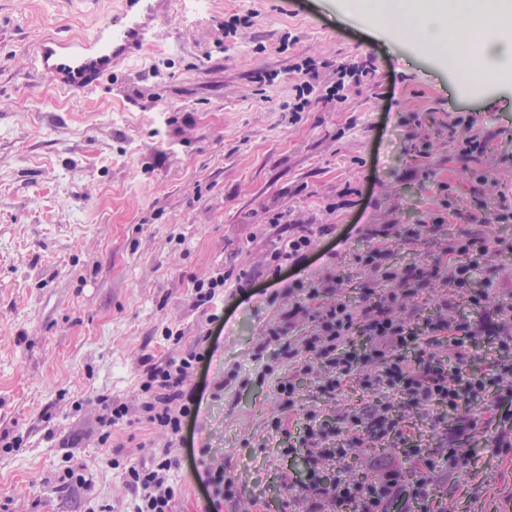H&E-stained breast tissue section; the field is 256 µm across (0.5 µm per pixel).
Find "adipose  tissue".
I'll list each match as a JSON object with an SVG mask.
<instances>
[{
	"label": "adipose tissue",
	"mask_w": 512,
	"mask_h": 512,
	"mask_svg": "<svg viewBox=\"0 0 512 512\" xmlns=\"http://www.w3.org/2000/svg\"><path fill=\"white\" fill-rule=\"evenodd\" d=\"M379 6L396 17L402 41L427 49L479 41L475 81L512 63V36L502 35L512 26V0H380Z\"/></svg>",
	"instance_id": "1"
}]
</instances>
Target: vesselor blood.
Listing matches in <instances>:
<instances>
[{"mask_svg":"<svg viewBox=\"0 0 512 512\" xmlns=\"http://www.w3.org/2000/svg\"><path fill=\"white\" fill-rule=\"evenodd\" d=\"M116 13L99 16L91 30L68 29L36 42L28 51L33 70L55 88L81 95L142 56L156 38L164 0H119Z\"/></svg>","mask_w":512,"mask_h":512,"instance_id":"vessel-or-blood-1","label":"vessel or blood"}]
</instances>
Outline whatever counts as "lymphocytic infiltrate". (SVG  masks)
I'll return each mask as SVG.
<instances>
[{
  "mask_svg": "<svg viewBox=\"0 0 512 512\" xmlns=\"http://www.w3.org/2000/svg\"><path fill=\"white\" fill-rule=\"evenodd\" d=\"M449 188V182H437L431 205L416 223L364 225L363 246L348 254V264L360 278L354 302L340 301L308 315L306 301L341 284L333 274L322 279L300 274L316 239L333 234L336 227L293 223L285 228L278 213L269 219L276 235L263 276H246L238 286L246 295L259 283L278 281L282 272L293 274L288 292L296 300L265 330L278 350L263 371L269 376L287 371L277 393L303 421L296 434L279 417L271 419L269 428L284 452L296 446L312 451L311 478L296 496L306 512H327L336 504L355 505L358 512H411L412 504L431 497L430 473L464 471L469 460L465 446L481 426L491 429L487 445L495 454L512 455V276L504 274L500 262L512 253V238L488 230L492 224H511L512 206L500 201L464 214L451 200ZM459 214L465 215L470 231L445 235L449 217ZM437 236L444 243L432 261H396L395 250L413 251ZM425 294L433 297L435 311L423 319L413 302ZM464 302L479 309L477 318L460 314ZM306 315L312 325L300 344H293L290 335ZM355 335L365 339L357 353L351 349ZM481 337L492 339L496 355L474 371L470 363ZM444 340L451 354L440 352ZM212 356L211 348L196 343L175 357H143L137 408L101 397L100 442H108L112 426L133 411L171 439L185 441L201 403L200 394L186 382L194 371L210 365ZM309 377L315 378L322 402L302 410L298 385ZM351 381L367 394V403L331 413L327 400ZM409 409L425 414L428 428L441 430L439 450H423L419 435L405 420ZM363 443L387 451L376 462L378 479L366 484L347 477L344 466L350 449ZM111 465L135 495V512H174L179 489L171 477L168 449H154L148 464L115 458ZM410 467L421 470V477L408 480Z\"/></svg>",
  "mask_w": 512,
  "mask_h": 512,
  "instance_id": "f902f5d3",
  "label": "lymphocytic infiltrate"
}]
</instances>
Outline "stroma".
<instances>
[{"mask_svg": "<svg viewBox=\"0 0 512 512\" xmlns=\"http://www.w3.org/2000/svg\"><path fill=\"white\" fill-rule=\"evenodd\" d=\"M117 0H0V512H134L111 458L150 462L169 446L180 488L176 512H211L191 462L209 448L239 487L221 512H303L309 451L281 454L267 424L287 417L276 377L255 358L265 327L292 304L287 280L251 298L226 282L224 300L191 306L194 281L262 268L267 218L336 227L304 274L343 283L330 301L356 297L338 263L357 229L413 221L435 185L451 183L461 211L512 201V75L459 83L457 68L390 37L382 17L358 20L332 0H177L144 55L96 91L71 96L32 75L36 40L68 24L84 32ZM297 41L281 49L285 34ZM305 61L321 86L336 67L368 64L339 107L316 103L293 121L289 64ZM416 113L419 122L400 124ZM489 132L483 156L455 154L456 116ZM431 144L421 162L412 147ZM489 168L487 181L465 176ZM224 318L193 440L182 445L145 421L113 427L100 445L98 399L136 405L143 355H180ZM183 332L165 340L163 328ZM239 372L232 382L224 374ZM476 429L462 474L438 482L416 512H512V459L493 455ZM87 486H61L66 465Z\"/></svg>", "mask_w": 512, "mask_h": 512, "instance_id": "1", "label": "stroma"}]
</instances>
